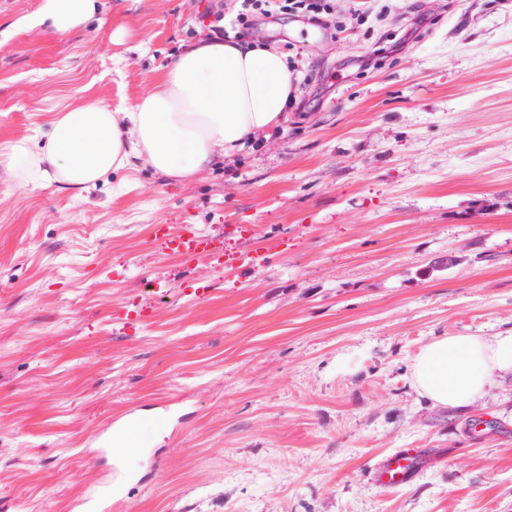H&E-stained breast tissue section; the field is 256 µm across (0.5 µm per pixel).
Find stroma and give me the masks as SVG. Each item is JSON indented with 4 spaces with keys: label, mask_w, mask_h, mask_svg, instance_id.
Here are the masks:
<instances>
[{
    "label": "stroma",
    "mask_w": 512,
    "mask_h": 512,
    "mask_svg": "<svg viewBox=\"0 0 512 512\" xmlns=\"http://www.w3.org/2000/svg\"><path fill=\"white\" fill-rule=\"evenodd\" d=\"M218 3L232 22L237 0H98L68 33L20 31L0 143L131 107ZM332 5L256 16L290 118L191 181L140 163L80 193L0 170V512H70L116 466L107 512H512V375L463 408L411 381L432 339L512 330V0ZM158 224L243 260L163 252ZM125 414L133 451L92 454ZM399 448L422 469L377 485ZM423 450L407 448L394 451L378 459L370 470L372 480L383 487H394L411 481L422 464Z\"/></svg>",
    "instance_id": "stroma-1"
}]
</instances>
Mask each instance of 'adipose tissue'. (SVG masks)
<instances>
[{
	"mask_svg": "<svg viewBox=\"0 0 512 512\" xmlns=\"http://www.w3.org/2000/svg\"><path fill=\"white\" fill-rule=\"evenodd\" d=\"M96 11V0H40L22 25L64 34ZM295 91L287 57L277 49L204 36L129 109L92 105L62 113L47 133L1 148L0 168L35 186L55 182L80 191L141 160L165 176L189 179L215 155L233 154L287 121ZM510 373L512 331L441 336L412 362L418 392L450 408L471 403Z\"/></svg>",
	"mask_w": 512,
	"mask_h": 512,
	"instance_id": "ef3b65f1",
	"label": "adipose tissue"
}]
</instances>
